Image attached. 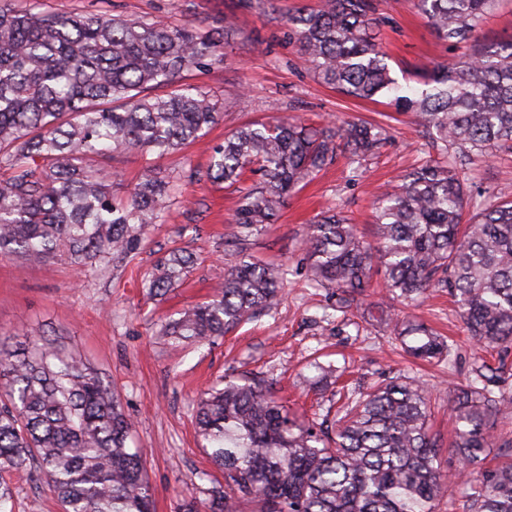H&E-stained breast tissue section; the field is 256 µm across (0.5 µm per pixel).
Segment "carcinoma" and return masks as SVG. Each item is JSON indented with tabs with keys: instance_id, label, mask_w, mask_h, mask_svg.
<instances>
[{
	"instance_id": "1",
	"label": "carcinoma",
	"mask_w": 512,
	"mask_h": 512,
	"mask_svg": "<svg viewBox=\"0 0 512 512\" xmlns=\"http://www.w3.org/2000/svg\"><path fill=\"white\" fill-rule=\"evenodd\" d=\"M492 0H417L438 36L470 43L461 61L402 86L375 41V0H322L288 15V33L317 78L342 94H378L433 135L438 157L402 176L379 200L377 239L327 209L303 239L311 287L334 288L342 308L366 304L373 268L406 302L448 291L470 336L512 351V199L471 193L461 177L497 149L512 152V36L472 41ZM234 30L208 35L188 24L124 19L108 11L55 13L0 5V254L29 261L66 255L93 265L127 253L164 222L172 181L145 171L124 198L94 165L116 153L165 155L218 123V102L187 81L209 65ZM371 124L308 128L292 118L251 122L213 147L206 177L242 188L235 213L239 259L212 298L161 325L162 335L204 344L270 314L287 270L249 254L250 237L279 218L286 198L339 157L357 171L385 143ZM193 256L179 249L159 265L149 294L182 280ZM415 359L453 366L450 344L430 327L381 311ZM499 369L473 368L450 390L453 439L443 448L429 425V395L408 376L350 394L330 432L301 420L261 380H224L200 399L196 426L224 484L182 512H437L451 479L448 453L471 467L464 512H512V461L484 467L512 395ZM132 424L97 373L32 336L0 358V472L35 465L62 512H151L142 452L127 446Z\"/></svg>"
}]
</instances>
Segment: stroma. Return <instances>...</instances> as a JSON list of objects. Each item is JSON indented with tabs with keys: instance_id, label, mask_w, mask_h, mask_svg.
Listing matches in <instances>:
<instances>
[{
	"instance_id": "1",
	"label": "stroma",
	"mask_w": 512,
	"mask_h": 512,
	"mask_svg": "<svg viewBox=\"0 0 512 512\" xmlns=\"http://www.w3.org/2000/svg\"><path fill=\"white\" fill-rule=\"evenodd\" d=\"M14 7L54 12L109 9L127 19L144 16L173 22L191 21L206 31L231 17L235 32L223 46V61L194 72L191 81L222 105L223 116L204 141L164 155H114L112 191L122 196L144 167L179 178L166 221L147 228L139 247L86 269L66 257L31 263L0 255V341L6 346L27 335L44 336L66 354L97 371L112 391L134 430L130 448L146 457L155 512H179L188 499L202 497L221 473L210 462L197 433L199 399L225 377H255L270 384L276 396L306 419L322 421L336 408L334 371L345 370L350 388L379 384L398 372L415 376L431 394V424L449 438L453 422L448 389L464 382L478 360L496 362L497 354L468 336L447 293L435 292L419 305L382 296V275L373 271L368 290L392 314L408 317L449 336L455 367L411 364L388 333L365 313L359 327L344 325L342 313L323 319L334 308L336 291L309 288V260L303 238L324 208L340 210L366 242L375 240V208L399 176L427 160L426 139L410 115L396 111L386 98L355 100L314 76L287 26L268 21L261 10L244 11L236 0H7ZM385 22L377 41L398 79L463 59L468 45H452L437 36L415 0H377ZM293 117L303 124L379 122L389 138L374 160L352 171L338 159L286 201L278 223L253 236L254 257L287 269L284 294L272 314L243 325L237 332L206 344L176 343L161 336L165 320L210 299L236 253L233 214L238 189L205 179L209 148L226 132L252 121ZM198 181L183 180L189 170ZM477 186L512 198V154L478 162ZM181 247L195 261L176 288L150 296L145 282L171 248ZM323 369H309L313 359ZM12 512H60V506L34 466L12 473Z\"/></svg>"
}]
</instances>
